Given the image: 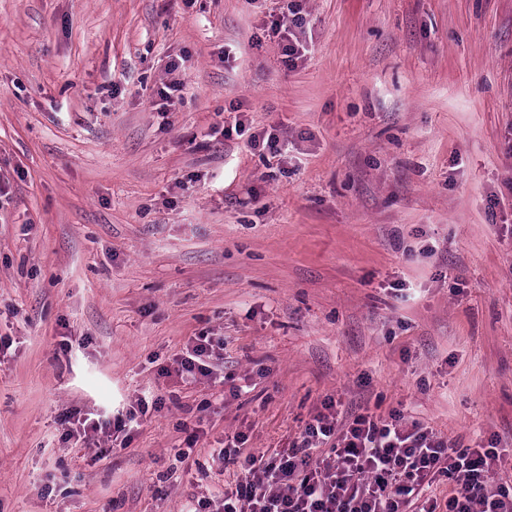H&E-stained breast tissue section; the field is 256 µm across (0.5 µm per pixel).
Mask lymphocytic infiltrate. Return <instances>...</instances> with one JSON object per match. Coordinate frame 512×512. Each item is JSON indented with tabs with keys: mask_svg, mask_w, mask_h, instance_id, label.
<instances>
[{
	"mask_svg": "<svg viewBox=\"0 0 512 512\" xmlns=\"http://www.w3.org/2000/svg\"><path fill=\"white\" fill-rule=\"evenodd\" d=\"M333 407L326 402L287 453L222 449L225 463L240 468L223 512H512V492L492 484L496 449L454 447L397 410L344 424ZM328 440L330 460L315 463L314 449ZM441 476L456 483L443 503L431 494Z\"/></svg>",
	"mask_w": 512,
	"mask_h": 512,
	"instance_id": "1",
	"label": "lymphocytic infiltrate"
}]
</instances>
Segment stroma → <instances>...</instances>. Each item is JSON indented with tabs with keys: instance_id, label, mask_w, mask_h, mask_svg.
<instances>
[{
	"instance_id": "1",
	"label": "stroma",
	"mask_w": 512,
	"mask_h": 512,
	"mask_svg": "<svg viewBox=\"0 0 512 512\" xmlns=\"http://www.w3.org/2000/svg\"><path fill=\"white\" fill-rule=\"evenodd\" d=\"M0 185V512H210L328 397L512 489V0H0ZM289 14L282 12L280 16L273 22L272 34L278 35L282 42H286L282 46L283 55L288 59V64H294V60L301 57L299 38L295 33V28H301L299 18L295 13ZM198 343L194 345L191 351H188L185 357H182L179 365L178 372L181 376L187 375L196 378L197 375L208 377L211 375V367L209 361L214 358H219L221 354L220 350H224V343L218 342L217 345H213L210 338L201 336L198 339ZM223 345V346H222ZM218 350H216V348Z\"/></svg>"
}]
</instances>
